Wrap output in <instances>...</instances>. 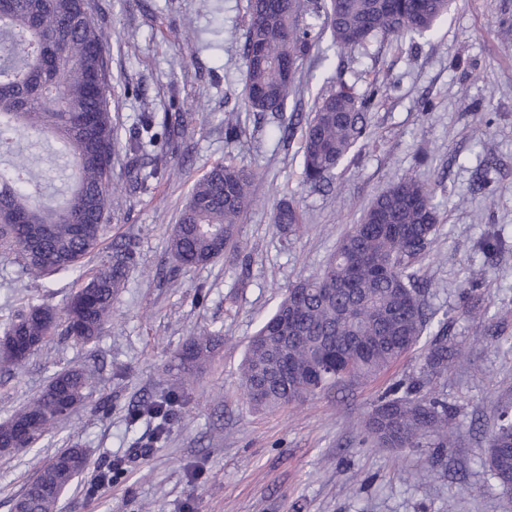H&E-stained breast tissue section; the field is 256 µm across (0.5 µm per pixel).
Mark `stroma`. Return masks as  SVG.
Returning a JSON list of instances; mask_svg holds the SVG:
<instances>
[{"label": "stroma", "mask_w": 512, "mask_h": 512, "mask_svg": "<svg viewBox=\"0 0 512 512\" xmlns=\"http://www.w3.org/2000/svg\"><path fill=\"white\" fill-rule=\"evenodd\" d=\"M108 39L112 122L120 133L142 113L157 123L195 119L175 145L145 144L158 167L135 189L124 149L112 179L118 205L103 236L131 243L137 268L96 345L54 336L22 368L0 370V420L22 409L64 368L94 374L92 394L32 451L0 453V512L36 472L38 457L77 442L89 463L56 512H512V496L478 455L503 412L512 413V0H454L434 30L337 54L330 30L300 65L280 117L242 103L248 0H89ZM342 78L367 93L371 139L335 174L329 191L302 181L300 136L278 142L290 112L310 113ZM241 132L229 140L224 117ZM492 143L485 154L484 143ZM253 171L254 204L238 226V251L204 267L176 268L168 236L195 178L225 156ZM436 189L439 222L423 263L425 303L448 318L463 358L434 391L451 411V448L364 443L362 422L390 384L423 362L407 353L374 380L302 403L255 411L240 383L247 344L285 291L319 271L347 225L405 176ZM283 200L308 222L284 234ZM74 277L34 278L0 254V323L19 299L62 310ZM200 330L222 340L190 369L174 357ZM175 392L182 401L164 435L130 421L135 402ZM122 462L109 489L89 495L99 471Z\"/></svg>", "instance_id": "stroma-1"}]
</instances>
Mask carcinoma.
Segmentation results:
<instances>
[{
    "instance_id": "cac0c4a2",
    "label": "carcinoma",
    "mask_w": 512,
    "mask_h": 512,
    "mask_svg": "<svg viewBox=\"0 0 512 512\" xmlns=\"http://www.w3.org/2000/svg\"><path fill=\"white\" fill-rule=\"evenodd\" d=\"M451 0H248L243 104L254 112L284 110L298 62L317 44L311 20L325 17L333 44L351 50L373 40L425 33L448 12ZM105 68V33L86 0H0V248L13 251L37 277L79 272L63 316L51 308L21 303L0 337V365L18 368L60 332L83 345L96 343L110 322L115 298L136 254L128 244L112 246L100 265L85 259L99 247L110 222L112 156L118 140L107 87L93 88L89 76ZM373 95H360L347 82L325 94L315 111L277 127L278 140L302 128L303 180L322 186L353 149L370 138L368 112ZM50 139L63 159L67 195L53 209L40 199L43 183L28 157L16 151L22 136ZM129 174L142 190L140 132H128ZM254 173L228 157L192 184L169 240L178 266H205L236 247L237 224L253 204ZM434 188L403 177L378 195L313 275L287 293L249 340L241 369L246 402L273 409L324 394L349 382L366 381L387 370L423 335L427 342L422 375L391 386L364 420L367 437L393 448H449L448 404L436 397L433 378L448 371L461 350L448 346V320L435 319L416 288L438 223ZM274 223L282 231L304 223V213L280 202ZM219 337L191 336L179 353L185 367L202 363ZM92 391L82 369H62L23 409L0 421V443L14 444L26 429L28 451L51 427L82 406ZM174 397L145 399L131 420L157 421L166 432ZM481 449L484 464L503 494H512V433L508 414ZM88 466L86 449L73 442L40 459L21 497L28 512H54L66 490Z\"/></svg>"
}]
</instances>
